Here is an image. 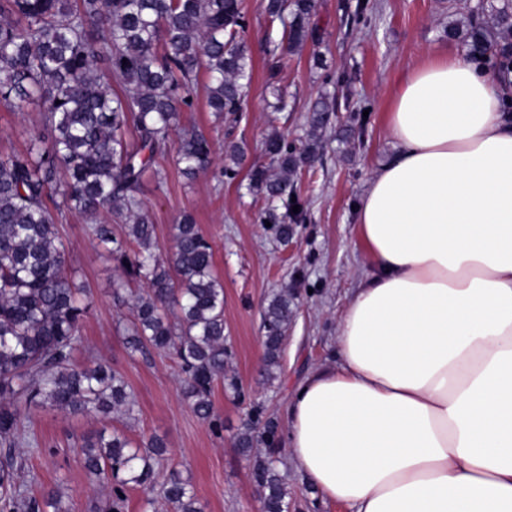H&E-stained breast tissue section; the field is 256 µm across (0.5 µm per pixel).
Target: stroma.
Listing matches in <instances>:
<instances>
[{
	"label": "stroma",
	"mask_w": 512,
	"mask_h": 512,
	"mask_svg": "<svg viewBox=\"0 0 512 512\" xmlns=\"http://www.w3.org/2000/svg\"><path fill=\"white\" fill-rule=\"evenodd\" d=\"M347 0H317L313 23L318 45L288 54L277 78H270L265 55L267 39H280L282 28L270 22L260 0H243L246 40L253 57V79L238 121L217 120L204 95L180 126L203 130L215 143L208 171L187 181L172 161H164L167 187L154 190L145 182L146 213L156 226L162 255H170L173 226L191 213L214 249V269L224 283V372L238 387L216 382L214 409L223 428L214 431L199 420L184 398L176 361L169 355L127 349L122 329L131 316L138 284H116L121 271L89 236L87 217L72 214L61 226L66 263L92 290L91 308L80 328L79 364H108L131 386L135 417L116 421L95 415H71L44 407L22 409L21 429L36 437L41 450L30 462L44 487L58 490L71 512H92L105 495L81 462L84 438L102 428H117L133 441L157 435L168 445L166 466L179 470L193 486L204 512H260L252 471L258 453L241 454L235 443L247 428L253 408L287 427L288 402L312 371L338 363L336 336L342 312L367 270L360 243L355 205L369 180L394 153L386 131V114L401 72L429 49L462 48L460 38L445 27L463 18L448 0H366L368 20L349 24ZM288 101L273 113V87ZM335 96L338 112L324 133L321 158L298 176L306 219L293 225L288 242L279 241L261 222L263 202L246 185L252 167L266 164L259 145L272 131L288 141L307 137L306 116L323 94ZM38 119L36 109L12 112L0 107V155L24 150ZM244 145L239 175L221 177L224 145ZM296 297L294 316L280 356L275 380L265 365L262 313L281 290ZM277 466L287 477L288 512H345L322 499L299 474L279 441Z\"/></svg>",
	"instance_id": "1"
}]
</instances>
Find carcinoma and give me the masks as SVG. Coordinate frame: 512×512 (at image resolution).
<instances>
[{
  "instance_id": "1",
  "label": "carcinoma",
  "mask_w": 512,
  "mask_h": 512,
  "mask_svg": "<svg viewBox=\"0 0 512 512\" xmlns=\"http://www.w3.org/2000/svg\"><path fill=\"white\" fill-rule=\"evenodd\" d=\"M497 2L463 6L465 30L450 27L448 35L463 34L474 57L508 73L512 0ZM263 8L283 25L281 41L266 48L273 78L287 54L320 40L311 24L316 0H264ZM245 29L241 0H0V106L39 112L26 150L0 158V512H70L59 492L38 497L20 480L30 468L15 449L39 451L20 429V407L134 416L133 391L119 373L75 360L90 289L66 270L60 224L71 213L93 219L92 238L126 281L144 286L124 326L128 348L170 352L194 413L216 424L212 395L224 378L226 349L213 248L186 214L175 224L172 256L163 258L141 193L149 171L155 190H165L158 159L172 151L188 179L212 163V139L200 129L178 130L179 115L193 106L202 74L212 112L236 118L244 110L253 73ZM334 112L336 100L324 95L309 111L302 146L278 132L263 142L273 167L254 168L250 188L266 199L261 221L282 242L302 220L292 210L301 205L291 201L298 195L292 177L319 158ZM226 157L222 174L232 179L244 152L231 144ZM106 213L123 221V236ZM294 306L293 295L280 291L264 311L270 379ZM277 443V422L267 418L250 422L237 447L246 454L266 447L253 469L262 507L288 512ZM166 454L161 438L137 443L101 429L85 439L82 463L105 491V512H126L134 489L143 492L144 512H203L189 482L163 468Z\"/></svg>"
}]
</instances>
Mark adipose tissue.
I'll return each instance as SVG.
<instances>
[{
  "label": "adipose tissue",
  "instance_id": "ef3b65f1",
  "mask_svg": "<svg viewBox=\"0 0 512 512\" xmlns=\"http://www.w3.org/2000/svg\"><path fill=\"white\" fill-rule=\"evenodd\" d=\"M469 51L400 77L357 209L370 272L338 365L287 410L295 468L348 512H512V115Z\"/></svg>",
  "mask_w": 512,
  "mask_h": 512
}]
</instances>
